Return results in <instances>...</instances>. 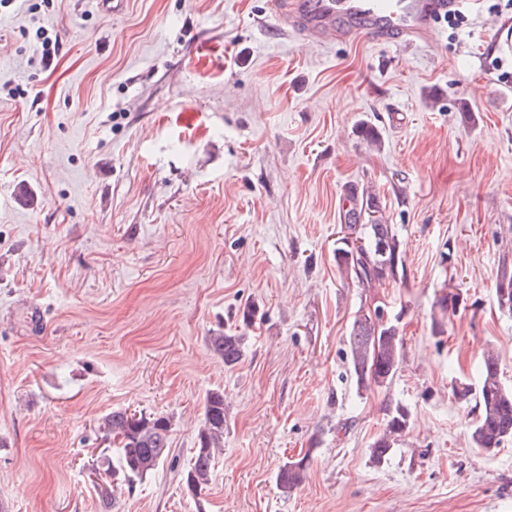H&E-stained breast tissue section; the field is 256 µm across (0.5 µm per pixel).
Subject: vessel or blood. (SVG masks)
Instances as JSON below:
<instances>
[{"mask_svg":"<svg viewBox=\"0 0 512 512\" xmlns=\"http://www.w3.org/2000/svg\"><path fill=\"white\" fill-rule=\"evenodd\" d=\"M465 0H270L271 16L301 40H431L433 21Z\"/></svg>","mask_w":512,"mask_h":512,"instance_id":"vessel-or-blood-1","label":"vessel or blood"}]
</instances>
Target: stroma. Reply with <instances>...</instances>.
Listing matches in <instances>:
<instances>
[{"label":"stroma","mask_w":512,"mask_h":512,"mask_svg":"<svg viewBox=\"0 0 512 512\" xmlns=\"http://www.w3.org/2000/svg\"><path fill=\"white\" fill-rule=\"evenodd\" d=\"M462 13L426 44L309 46L269 0H0V512H102L114 410L172 429L111 512H512V441L474 448L476 410L452 393L489 351L512 388L495 294L512 266V10ZM352 184L407 267L378 291L404 360L363 393L346 360L361 291L335 252ZM449 292L466 304L444 313ZM219 333L243 336L236 365ZM214 389L224 446L195 496L180 478ZM390 403L409 425L377 463ZM304 454L284 491L280 466ZM242 336L229 334H217L210 336L212 351L224 360V364L233 366L238 363L242 356ZM309 468L307 456L296 460L285 462L278 471L277 480L279 486L285 491H290L302 485L306 478Z\"/></svg>","instance_id":"1"}]
</instances>
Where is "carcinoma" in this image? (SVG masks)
Listing matches in <instances>:
<instances>
[{"mask_svg":"<svg viewBox=\"0 0 512 512\" xmlns=\"http://www.w3.org/2000/svg\"><path fill=\"white\" fill-rule=\"evenodd\" d=\"M346 204L339 213L341 236L336 240V267L340 274L349 278L362 293L367 294L387 280L406 279V264L401 242L392 224L382 223L371 214L381 212L375 196L356 187L348 189ZM362 238L366 250L356 258L348 257L346 236ZM508 284L503 294L497 296L500 307L512 310V270L504 266L498 271L497 285ZM212 351L227 366L238 363L242 356V337L217 334L209 338ZM349 369L357 391L376 385L391 384L403 360V338L384 322L383 315L371 312L361 304L350 324L348 336ZM455 397L462 401H474L478 414L472 424L471 439L474 447L495 453L512 440V389L506 388L500 378L498 358L487 352L482 358L481 378L478 387L459 382L453 386ZM388 421L385 432L371 446V456L381 462L389 456L396 437L409 424V414L397 405L387 408ZM171 418L157 414H137L113 411L99 423V431L107 439L118 443L120 449L118 467L112 469V482L100 486L101 497L109 501L115 483L133 488L158 467L169 454ZM224 447V393L212 391L204 399L203 419L197 434V448L183 476L186 490L196 495L211 480L215 451ZM309 468L308 458L303 456L285 462L278 471L279 486L290 491L302 485Z\"/></svg>","mask_w":512,"mask_h":512,"instance_id":"1","label":"carcinoma"}]
</instances>
